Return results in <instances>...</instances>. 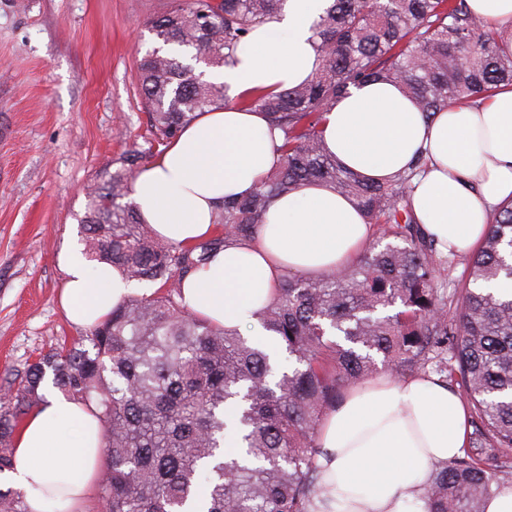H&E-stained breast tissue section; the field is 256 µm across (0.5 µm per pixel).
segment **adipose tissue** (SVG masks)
Returning a JSON list of instances; mask_svg holds the SVG:
<instances>
[{
    "instance_id": "obj_1",
    "label": "adipose tissue",
    "mask_w": 512,
    "mask_h": 512,
    "mask_svg": "<svg viewBox=\"0 0 512 512\" xmlns=\"http://www.w3.org/2000/svg\"><path fill=\"white\" fill-rule=\"evenodd\" d=\"M324 6L287 0L215 78L234 97L310 79L319 65L311 25ZM322 131L325 151L341 166L375 180L403 172L417 154L427 157L413 210L442 252L469 253L496 208L512 201V89L428 117L397 85L356 84L326 112ZM281 142L258 110L231 103L201 113L137 175L131 198L142 222L180 245L213 236L217 206L251 193L279 163ZM373 233L354 200L329 185L303 186L274 199L254 238L226 244L186 279L183 302L210 321L261 335L256 313L286 273L317 277L347 266ZM63 264L59 303L74 325L103 321L133 292L107 265L90 275L79 256L65 255ZM469 419L463 399L435 377L383 376L346 390L318 430L315 464L332 497L315 501L313 512H428L433 474L462 454ZM103 454L95 405L49 393L21 427L9 477L25 491L28 512H80Z\"/></svg>"
}]
</instances>
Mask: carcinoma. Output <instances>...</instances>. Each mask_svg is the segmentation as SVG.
<instances>
[{
    "label": "carcinoma",
    "instance_id": "carcinoma-1",
    "mask_svg": "<svg viewBox=\"0 0 512 512\" xmlns=\"http://www.w3.org/2000/svg\"><path fill=\"white\" fill-rule=\"evenodd\" d=\"M284 3L174 0L148 22L157 41L177 50H152L139 62L150 147L129 150L122 168L90 188L80 224L88 260L152 291L123 299L90 327V347L39 356L0 395V474L11 469L14 434L49 382L98 409L100 512H312L314 499L330 494L316 476L318 430L344 390L381 368L400 375L450 354L455 364L438 371L462 388L476 431L463 456L436 468L429 512H485L512 476V294L487 288L512 280V203L496 209L452 309L438 287L433 240L412 208L426 158L374 181L341 167L321 136L325 112L351 84L396 83L428 115L512 89V30L488 28L468 0H327L312 25L315 75L235 98L282 131L281 161L250 196L217 207L216 234L174 245L128 199L153 146H168L199 114L229 101L228 87L199 76L192 61L232 65L238 45ZM313 183L354 199L365 223L388 226L391 241L318 278L285 277L258 317L276 350L183 305L187 278L226 243L251 239L276 197ZM482 454L498 472L482 467ZM25 498L0 488V512H27Z\"/></svg>",
    "mask_w": 512,
    "mask_h": 512
}]
</instances>
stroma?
Instances as JSON below:
<instances>
[{
	"mask_svg": "<svg viewBox=\"0 0 512 512\" xmlns=\"http://www.w3.org/2000/svg\"><path fill=\"white\" fill-rule=\"evenodd\" d=\"M171 0H0V390L79 341L57 295L86 189L146 137L139 61Z\"/></svg>",
	"mask_w": 512,
	"mask_h": 512,
	"instance_id": "obj_1",
	"label": "stroma"
}]
</instances>
